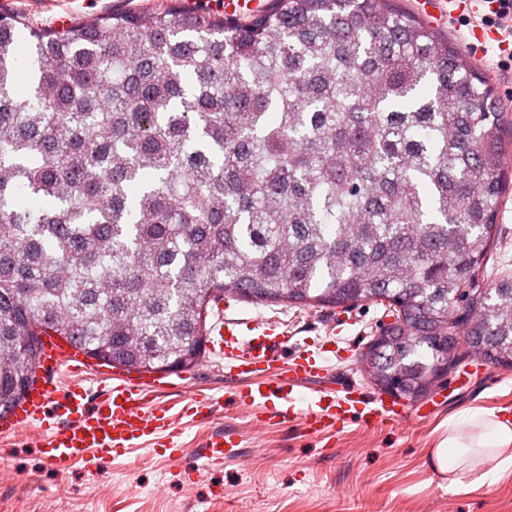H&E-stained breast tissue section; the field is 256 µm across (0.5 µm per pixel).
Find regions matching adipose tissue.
<instances>
[{"label": "adipose tissue", "mask_w": 512, "mask_h": 512, "mask_svg": "<svg viewBox=\"0 0 512 512\" xmlns=\"http://www.w3.org/2000/svg\"><path fill=\"white\" fill-rule=\"evenodd\" d=\"M428 457L449 488L478 489L494 484L512 468V413L481 405L448 417Z\"/></svg>", "instance_id": "adipose-tissue-1"}]
</instances>
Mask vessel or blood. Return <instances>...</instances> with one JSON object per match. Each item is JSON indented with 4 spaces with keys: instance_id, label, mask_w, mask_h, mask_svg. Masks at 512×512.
Here are the masks:
<instances>
[{
    "instance_id": "b4317fda",
    "label": "vessel or blood",
    "mask_w": 512,
    "mask_h": 512,
    "mask_svg": "<svg viewBox=\"0 0 512 512\" xmlns=\"http://www.w3.org/2000/svg\"><path fill=\"white\" fill-rule=\"evenodd\" d=\"M208 336L210 354L223 360L234 383L231 393L204 389L185 379L179 387L185 405L176 414L171 407L155 405L164 388L157 380L135 382L116 376L92 400L78 382L63 386L51 378L33 387L24 402L0 417V434L31 437L50 467L79 462L91 469L101 459L143 445L172 458L182 447V415L204 421L228 399L247 411L254 432L295 423L312 435L342 430L354 420L368 427H403L433 417L440 406L434 396L414 408L386 393L368 399L353 384L340 389L310 387V379L326 373V357L304 347L283 359L288 332L279 322L264 317H218ZM44 361L74 374L86 369L70 346L53 338L44 346ZM304 387L309 394L305 408L300 409L297 395ZM238 446L235 433L211 435L202 450L203 467L232 460Z\"/></svg>"
}]
</instances>
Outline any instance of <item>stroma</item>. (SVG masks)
I'll use <instances>...</instances> for the list:
<instances>
[{"label": "stroma", "mask_w": 512, "mask_h": 512, "mask_svg": "<svg viewBox=\"0 0 512 512\" xmlns=\"http://www.w3.org/2000/svg\"><path fill=\"white\" fill-rule=\"evenodd\" d=\"M171 0H0V15L22 16L37 27L57 30L59 18L88 23L121 11L158 10ZM450 11L441 31L478 64L493 84L512 137V73L496 68L507 33L476 43L472 27L460 26ZM512 270V194L502 204L495 242L483 269L485 279ZM224 312L263 316L288 329V345L330 348L332 369L364 388L372 383L359 355L387 323L386 307L361 303L345 309L256 305L229 299ZM472 357L460 359L439 382L448 400L429 420L402 428L365 429L350 422L342 431L309 435L297 425L273 426L253 434L244 413L224 407L209 423L181 421L183 452L167 461L148 447L102 461L97 470L73 464L46 466L27 439L0 438V512H512V469L494 485L448 489L433 478L426 450L440 423L475 404L512 409V369L489 368L474 375ZM232 431L241 442L237 458L199 468L207 433ZM193 482H186V475Z\"/></svg>", "instance_id": "1"}]
</instances>
